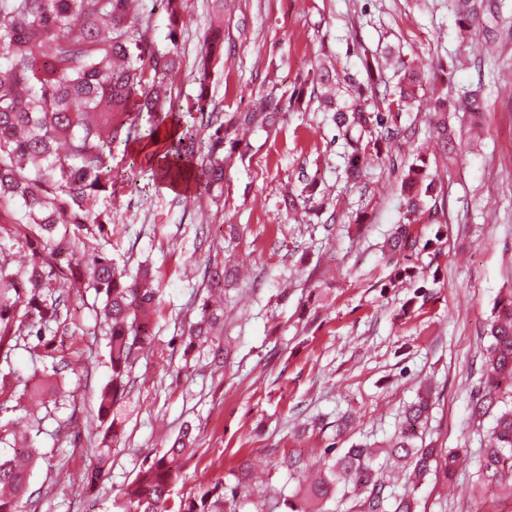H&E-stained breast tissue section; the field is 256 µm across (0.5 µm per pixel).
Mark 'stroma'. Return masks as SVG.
Instances as JSON below:
<instances>
[{
    "label": "stroma",
    "instance_id": "obj_1",
    "mask_svg": "<svg viewBox=\"0 0 512 512\" xmlns=\"http://www.w3.org/2000/svg\"><path fill=\"white\" fill-rule=\"evenodd\" d=\"M142 3L156 48L174 43L182 55L174 94L184 128L201 122L198 94L212 109L247 112L263 92L292 93L317 68L365 83L367 58L383 65L391 86L405 66L434 70L436 79L401 116L418 136L393 145L358 183L346 177L332 111L309 93L287 123L250 130L225 164L218 204L178 193L146 169L129 183L134 150L114 149L119 176L96 202L111 210L112 223L106 236L82 234L77 249L105 251L120 270L152 267L161 298L156 337L132 369L118 410L122 433L104 458L95 407L110 362L94 292L74 289L53 350L24 340L0 361L8 393L34 368L71 365L65 393L44 394L36 416L25 399L0 414L20 423L39 452L28 512H125L138 471L187 424L192 450L172 500L231 481L248 461L264 480L242 512H277L281 492L297 485L286 461L318 464L332 443L381 445L427 383L437 395L432 438L466 449L468 462L452 486L426 481L419 512H493L498 488L475 490L467 478L488 434L469 426L468 411L489 319L512 293V0H501L490 34L464 41L451 0H225L224 63L204 90L193 61L216 21L212 0H183L175 27L156 0ZM476 84L486 98L475 123L480 138L454 161L433 147L437 212L414 226L426 240L445 225L442 250L417 251L418 278L392 286L386 240L404 213L401 175L430 136L427 106L441 95L456 102ZM312 181L322 210L286 209L287 194ZM216 262L241 274L224 290V323L212 344L193 347L187 329L208 295L205 268ZM420 286L427 297L416 298ZM348 412L356 420L337 434ZM99 465L105 477L92 496L84 475Z\"/></svg>",
    "mask_w": 512,
    "mask_h": 512
}]
</instances>
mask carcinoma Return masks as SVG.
Masks as SVG:
<instances>
[{
    "mask_svg": "<svg viewBox=\"0 0 512 512\" xmlns=\"http://www.w3.org/2000/svg\"><path fill=\"white\" fill-rule=\"evenodd\" d=\"M218 24L211 27L196 59L200 94L196 108L210 129L204 165L194 168L197 134L185 129L171 134L167 118L179 111L173 95V77L181 69L176 48L151 46L149 24L131 16V0H0V215L12 224H28L37 245L30 246L24 270L12 267L10 254L0 246V360H8L21 339L36 336L70 312V296L57 291L53 281L82 276L86 287L102 298L97 311L109 331L112 378L101 388L97 418L104 433L101 443L120 435L117 410L127 397L130 372L139 350L153 338L154 318L160 305L154 275L140 268L133 275L116 272L112 257L98 250L82 261L69 242L56 239L60 224L77 232L99 234L111 224L107 213L94 212L99 193L115 180L112 150L132 137L133 115L145 113L153 121L152 140L160 143L162 176L170 182L192 181L211 201L224 196V151L233 154L241 145L244 126H273L298 99L271 94L259 99L248 112L206 111V82L224 57V0H213ZM456 26L465 40L486 29L496 18L498 0H453ZM429 80L424 70L407 69L394 97L379 109L360 86L350 101L337 100L351 77L338 79L328 70L312 72L310 83L333 111L337 137L346 147L347 174L357 179L368 162L392 147L402 136L413 137L416 127L396 126L393 112L416 101ZM480 89L465 92L462 108L483 111ZM448 106L436 99L428 124L431 136L455 150V132L448 122ZM437 172L419 153L400 183L405 223L387 241L398 285L417 276L410 265L419 248L441 241H421L413 224L426 213V198L433 197ZM208 288L222 290L231 268L212 266L205 272ZM202 317L190 327V342L204 347L224 321V310L203 302ZM487 360L477 393L469 407L473 420L493 417L487 444L469 474L478 485L493 484L512 499V293L497 302L489 325ZM25 395L41 396L59 389V369L34 376ZM435 397L428 385L408 404L394 433L380 448L355 445L335 448L323 457L317 472L298 489L283 496L285 512H335L327 503H351L347 512H416V492L431 476L448 483L455 479L457 461L466 449L438 448L423 436ZM185 427L171 445L142 468L128 492L132 512H239L250 502L252 471L239 465L234 482H216L192 498L170 502V485L176 480L174 461L190 445ZM30 447L9 457L0 456V512H22L29 478L36 465ZM405 473L411 487L399 492L391 481L394 471Z\"/></svg>",
    "mask_w": 512,
    "mask_h": 512,
    "instance_id": "carcinoma-1",
    "label": "carcinoma"
}]
</instances>
